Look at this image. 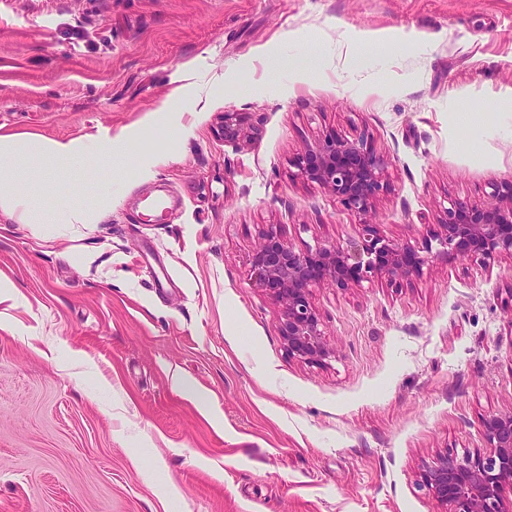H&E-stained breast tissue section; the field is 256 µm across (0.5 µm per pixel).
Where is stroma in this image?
<instances>
[{"label": "stroma", "instance_id": "stroma-1", "mask_svg": "<svg viewBox=\"0 0 512 512\" xmlns=\"http://www.w3.org/2000/svg\"><path fill=\"white\" fill-rule=\"evenodd\" d=\"M134 129L164 163L61 177L94 223L0 210L24 296L0 302V512H443L423 464L489 453L512 413V257L312 288L322 365L289 356L252 260L270 228L357 235L297 175L329 136L384 156L372 218L400 243L512 181V0H0L1 133ZM252 138L251 127L246 126L245 117L239 112L224 115V141L239 144Z\"/></svg>", "mask_w": 512, "mask_h": 512}]
</instances>
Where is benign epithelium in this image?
Listing matches in <instances>:
<instances>
[{
  "instance_id": "benign-epithelium-1",
  "label": "benign epithelium",
  "mask_w": 512,
  "mask_h": 512,
  "mask_svg": "<svg viewBox=\"0 0 512 512\" xmlns=\"http://www.w3.org/2000/svg\"><path fill=\"white\" fill-rule=\"evenodd\" d=\"M250 138L251 127L241 113H224V141L238 144ZM385 168L386 160L362 137L327 139L298 158L301 179L336 196L362 221L357 237L304 252L271 230L255 253L254 271L280 307L279 333L294 358L322 365L334 355L311 302V288L317 284L345 287L379 277L407 279L420 273L435 251L477 261L512 256L511 182L494 186L491 201L480 206L448 200L431 239L411 246L389 240L378 225L365 220L384 189ZM484 427L490 454H444L423 465L422 485L446 512H507L502 492L512 486V414L492 416Z\"/></svg>"
}]
</instances>
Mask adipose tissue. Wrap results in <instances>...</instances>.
<instances>
[{
	"instance_id": "adipose-tissue-1",
	"label": "adipose tissue",
	"mask_w": 512,
	"mask_h": 512,
	"mask_svg": "<svg viewBox=\"0 0 512 512\" xmlns=\"http://www.w3.org/2000/svg\"><path fill=\"white\" fill-rule=\"evenodd\" d=\"M121 154L116 141L60 142L30 134H0V209L19 212L27 224H86L90 212L64 186L51 195L36 184L61 170H80L90 163L112 165Z\"/></svg>"
}]
</instances>
